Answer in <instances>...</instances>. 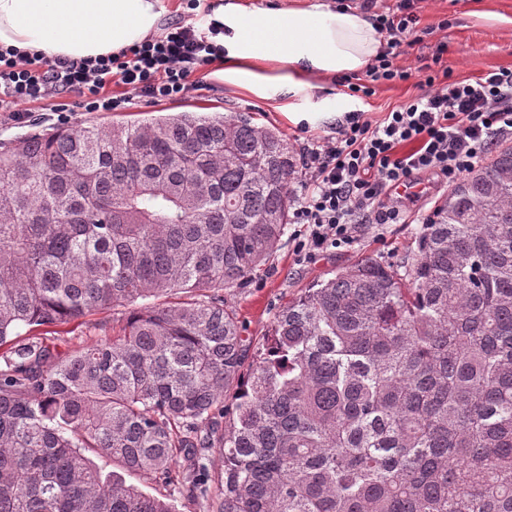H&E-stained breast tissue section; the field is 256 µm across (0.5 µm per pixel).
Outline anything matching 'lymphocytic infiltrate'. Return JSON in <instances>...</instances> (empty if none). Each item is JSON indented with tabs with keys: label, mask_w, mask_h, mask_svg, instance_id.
<instances>
[{
	"label": "lymphocytic infiltrate",
	"mask_w": 512,
	"mask_h": 512,
	"mask_svg": "<svg viewBox=\"0 0 512 512\" xmlns=\"http://www.w3.org/2000/svg\"><path fill=\"white\" fill-rule=\"evenodd\" d=\"M421 0H395L364 10L383 38L369 64L367 82L339 78L351 97L365 100L378 82H404L411 71L395 65L402 46L422 43L430 28L421 26ZM162 33L132 48L95 60H50L0 47V113L21 123L31 103L54 99V111L122 112L135 101L185 98L208 89L211 66L224 48L215 41L218 21H162ZM438 44L417 81L418 94L378 122L356 109L337 121L329 134L303 147L302 165L291 187V220L299 224L296 254L315 262L331 248L352 245L361 224H403L407 210L395 195L423 174L455 184L477 167L498 140L512 139V69L475 80L452 79Z\"/></svg>",
	"instance_id": "1"
}]
</instances>
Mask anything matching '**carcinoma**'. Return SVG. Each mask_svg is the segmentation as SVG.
Masks as SVG:
<instances>
[{
  "label": "carcinoma",
  "instance_id": "carcinoma-1",
  "mask_svg": "<svg viewBox=\"0 0 512 512\" xmlns=\"http://www.w3.org/2000/svg\"><path fill=\"white\" fill-rule=\"evenodd\" d=\"M298 159L244 112L0 145V512H512V146L401 266L312 282L258 347L224 292L268 263ZM121 311L73 354L45 329ZM224 458L217 480L204 460ZM93 459L104 473H109L114 470L127 482L137 483L144 491L155 495L162 494L168 497V499L175 505L178 512H207L208 510L202 500H193L192 498H189L184 491L181 484V475L178 473V471H182V463L178 458L176 464H174L172 468L175 480L172 484L167 486L156 484L153 480L144 475L134 476L129 475L116 467L112 469V462L107 458L93 456Z\"/></svg>",
  "mask_w": 512,
  "mask_h": 512
}]
</instances>
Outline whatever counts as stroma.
<instances>
[{
    "mask_svg": "<svg viewBox=\"0 0 512 512\" xmlns=\"http://www.w3.org/2000/svg\"><path fill=\"white\" fill-rule=\"evenodd\" d=\"M448 20L447 32H439L440 20ZM421 23L433 27V34L423 44L406 48L397 58V65L416 69L429 63L440 40H447L448 51L443 63L456 80L473 79L490 71L512 68V0H427L421 13ZM414 81L381 84L366 103L349 97L343 87L331 81L320 80L312 96L322 101L326 110L363 109L373 120L382 119L387 112L417 94ZM307 92H299L294 102L305 109ZM50 102L35 104L27 124L0 122V142H11L27 134L49 131L67 124L77 128L89 122L117 124L142 118L148 112L174 114L177 112H250L261 123L293 136L296 129L285 116L278 101L263 100L247 90L216 81L214 90H202L177 101L150 103L141 101L122 112H72L67 121H60L51 112ZM425 191L408 205L409 218L403 224H365L361 227L358 244L342 247L322 255L316 263H300L295 255L298 225H289L269 263L253 273L240 288L225 295L227 306L233 310L245 327V334L254 341L269 335L278 311L307 288L314 280L350 266L360 257L372 255L394 265L400 264L415 247V240L423 229L422 217L437 206L448 193L443 183L424 177ZM119 323L112 312L87 316L81 322L63 326L55 336L60 351L69 352L112 337Z\"/></svg>",
    "mask_w": 512,
    "mask_h": 512,
    "instance_id": "stroma-1",
    "label": "stroma"
}]
</instances>
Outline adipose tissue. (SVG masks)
Listing matches in <instances>:
<instances>
[{
    "instance_id": "ef3b65f1",
    "label": "adipose tissue",
    "mask_w": 512,
    "mask_h": 512,
    "mask_svg": "<svg viewBox=\"0 0 512 512\" xmlns=\"http://www.w3.org/2000/svg\"><path fill=\"white\" fill-rule=\"evenodd\" d=\"M224 26L217 75L262 99H289L311 76L363 70L382 36L368 16L308 0L293 8H254L245 0H211ZM177 0H0V46L51 59L83 60L116 53L156 34Z\"/></svg>"
}]
</instances>
